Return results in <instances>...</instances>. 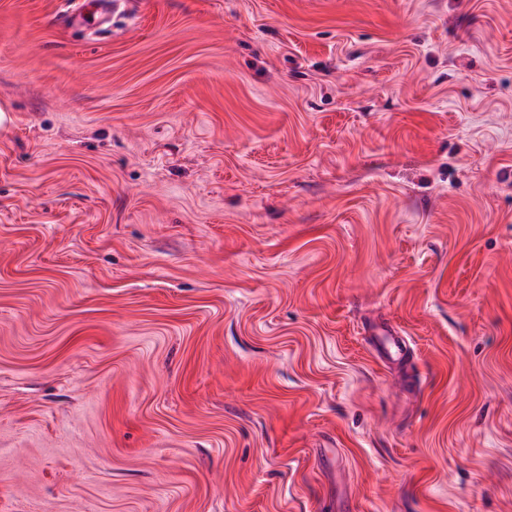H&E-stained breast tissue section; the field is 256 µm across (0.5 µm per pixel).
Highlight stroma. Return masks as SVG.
Listing matches in <instances>:
<instances>
[{
	"label": "stroma",
	"mask_w": 512,
	"mask_h": 512,
	"mask_svg": "<svg viewBox=\"0 0 512 512\" xmlns=\"http://www.w3.org/2000/svg\"><path fill=\"white\" fill-rule=\"evenodd\" d=\"M98 3L0 0V512H512V0ZM371 344L381 357L392 360L403 357L408 349L407 340L391 330H383L381 334L373 332Z\"/></svg>",
	"instance_id": "1"
}]
</instances>
